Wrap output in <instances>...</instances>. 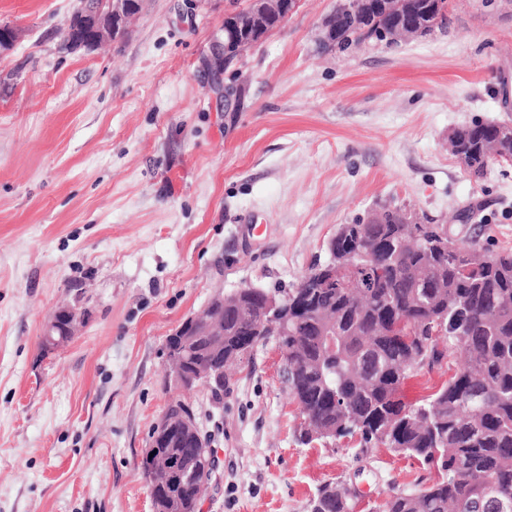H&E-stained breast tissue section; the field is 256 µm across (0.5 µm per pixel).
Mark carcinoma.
<instances>
[{
	"label": "carcinoma",
	"instance_id": "carcinoma-1",
	"mask_svg": "<svg viewBox=\"0 0 512 512\" xmlns=\"http://www.w3.org/2000/svg\"><path fill=\"white\" fill-rule=\"evenodd\" d=\"M430 0H405L401 12L370 11L363 20L336 13L339 52L365 42L397 45L448 28V12L429 13ZM470 153L469 173L480 179L512 141H497L496 125L475 122L455 130ZM336 255L312 265L288 300V395L302 422L298 439L330 441L357 435L436 466L437 480L415 493L390 490L378 512H512V251L489 252L479 241L448 240V225L431 224L409 204L391 203L366 221L336 229ZM487 257L471 273L472 256ZM336 274L345 287L306 288L315 275ZM268 292L237 289L213 311L212 334L181 355L191 371L212 343H224V368L251 358L253 348L277 338L263 324ZM460 353L448 382L415 403L400 392L405 381ZM195 418L174 399L165 418ZM145 476L156 494L174 493L195 512L202 484L174 488L155 469L170 452L158 442ZM359 494L342 482L323 485L310 512H356Z\"/></svg>",
	"mask_w": 512,
	"mask_h": 512
}]
</instances>
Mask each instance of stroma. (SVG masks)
<instances>
[{"label":"stroma","instance_id":"obj_1","mask_svg":"<svg viewBox=\"0 0 512 512\" xmlns=\"http://www.w3.org/2000/svg\"><path fill=\"white\" fill-rule=\"evenodd\" d=\"M79 5L0 0V512H153L142 462L177 397L214 452L199 512H310L338 481L369 512L434 480L355 438L298 444L276 342L217 396L170 381L164 342L218 292L296 286L386 201L438 224L473 206L511 250L512 164L474 179L448 137L512 124V0H448L446 31L341 54L315 44L336 0H300L217 79L226 0H147L69 52ZM66 301L83 323L43 349Z\"/></svg>","mask_w":512,"mask_h":512}]
</instances>
